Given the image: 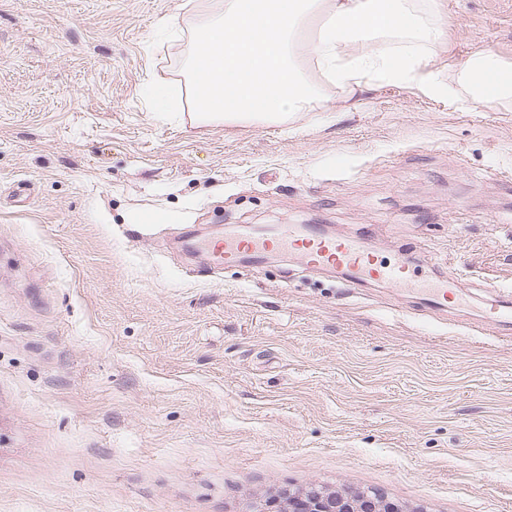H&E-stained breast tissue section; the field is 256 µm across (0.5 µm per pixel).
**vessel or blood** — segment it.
I'll use <instances>...</instances> for the list:
<instances>
[{
    "instance_id": "1",
    "label": "vessel or blood",
    "mask_w": 512,
    "mask_h": 512,
    "mask_svg": "<svg viewBox=\"0 0 512 512\" xmlns=\"http://www.w3.org/2000/svg\"><path fill=\"white\" fill-rule=\"evenodd\" d=\"M210 264L221 269L243 258L263 260L267 254L288 250L306 266L343 269L359 282L386 281L397 288L415 285L405 262L382 264L375 260L368 235L355 239L334 238L316 231L292 232L290 225L261 226L243 230L233 237L213 236L203 243ZM512 319V294L503 293L483 318L485 326L498 328Z\"/></svg>"
}]
</instances>
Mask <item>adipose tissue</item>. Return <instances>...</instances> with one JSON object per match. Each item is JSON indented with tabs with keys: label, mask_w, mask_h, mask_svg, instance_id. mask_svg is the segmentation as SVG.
<instances>
[{
	"label": "adipose tissue",
	"mask_w": 512,
	"mask_h": 512,
	"mask_svg": "<svg viewBox=\"0 0 512 512\" xmlns=\"http://www.w3.org/2000/svg\"><path fill=\"white\" fill-rule=\"evenodd\" d=\"M191 35L179 16L165 22L188 37L183 76L197 121H287L309 111L324 84L345 94L368 81L422 83L449 100L512 101V65L471 54L448 75L430 66L428 48L445 37L437 0H185ZM318 78L302 69L307 28Z\"/></svg>",
	"instance_id": "obj_1"
}]
</instances>
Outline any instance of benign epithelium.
Returning a JSON list of instances; mask_svg holds the SVG:
<instances>
[{"label": "benign epithelium", "mask_w": 512, "mask_h": 512, "mask_svg": "<svg viewBox=\"0 0 512 512\" xmlns=\"http://www.w3.org/2000/svg\"><path fill=\"white\" fill-rule=\"evenodd\" d=\"M245 512H428L427 507L401 506L372 488L329 489L310 484L282 488L275 499L264 498Z\"/></svg>", "instance_id": "1"}]
</instances>
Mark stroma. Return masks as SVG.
<instances>
[{"mask_svg":"<svg viewBox=\"0 0 512 512\" xmlns=\"http://www.w3.org/2000/svg\"><path fill=\"white\" fill-rule=\"evenodd\" d=\"M183 0H0V512H241L282 487L512 512V103L326 89L287 123L167 117ZM448 71L512 64V0H440ZM162 214L159 223L144 214ZM367 232L454 307L272 254L213 270L190 228ZM456 275V269L448 266V280L427 286L430 296L429 301L433 307L440 309L448 303V289L457 288L458 278ZM503 295L501 299L497 301V304L493 305L486 316L483 318V324L488 327L498 328L505 326L511 322L512 314V298L510 289H502ZM508 320V321H507Z\"/></svg>","mask_w":512,"mask_h":512,"instance_id":"obj_1","label":"stroma"}]
</instances>
